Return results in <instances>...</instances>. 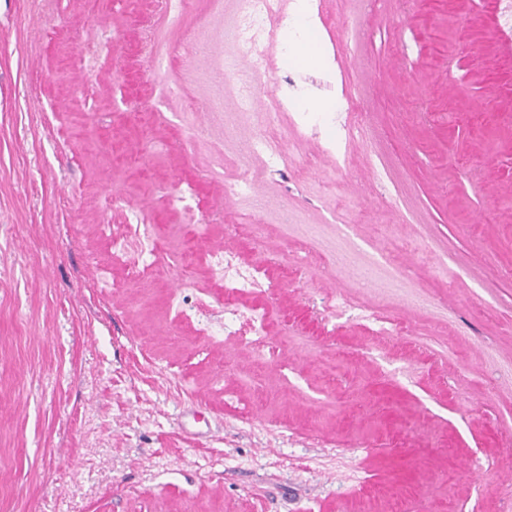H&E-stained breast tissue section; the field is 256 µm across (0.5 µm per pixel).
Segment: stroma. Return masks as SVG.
<instances>
[{
  "instance_id": "stroma-1",
  "label": "stroma",
  "mask_w": 512,
  "mask_h": 512,
  "mask_svg": "<svg viewBox=\"0 0 512 512\" xmlns=\"http://www.w3.org/2000/svg\"><path fill=\"white\" fill-rule=\"evenodd\" d=\"M314 5L329 70L266 38L256 51L278 98L354 101L374 136L343 144V168L293 105L275 135L306 163L243 159L256 127L216 77L224 0L177 18L153 0H0V512H498L512 486V25L497 0ZM180 25L211 39L204 60L180 55ZM243 169L264 195L225 198ZM188 184L183 217L167 199ZM116 195L151 220L158 263L141 279L112 254L113 238L137 242ZM252 212L260 235L230 236ZM363 240L388 243L393 265ZM222 246L242 249L246 275L321 258L237 303L245 327L268 313L278 364L215 333ZM331 293L425 341L422 356L394 365L395 340L373 349L353 321L322 336ZM186 396L213 432L199 444L178 428Z\"/></svg>"
}]
</instances>
